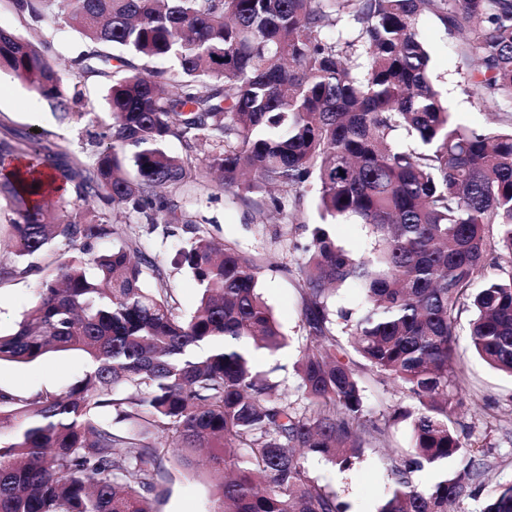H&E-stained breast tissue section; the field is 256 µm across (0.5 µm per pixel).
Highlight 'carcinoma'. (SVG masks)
Here are the masks:
<instances>
[{"mask_svg":"<svg viewBox=\"0 0 512 512\" xmlns=\"http://www.w3.org/2000/svg\"><path fill=\"white\" fill-rule=\"evenodd\" d=\"M30 27L53 18L86 44L77 77L107 83L112 122L88 151L45 128L0 126V171L21 157L53 171L60 189L0 178L13 208L17 262L0 281L27 277L50 245L73 250L39 282L0 361L31 363L80 351L88 367L66 390H0V512H155L157 463L190 468L203 451L215 512H346L307 457L349 469L409 421L412 446L390 468L379 512H512V480L484 493L488 464L455 427L463 405L456 324L472 308L470 345L512 376V125L456 124L428 76L417 24L424 14L462 35L475 64L469 93L512 104V0H3ZM353 25L349 40L336 31ZM174 62L168 73L152 67ZM0 69L47 101L63 124L81 101L63 82L53 43L0 28ZM176 139L181 152L165 144ZM243 202L268 193L281 223L316 190L323 223L297 262L307 344L294 393L256 371L252 352L284 345L258 292L260 262L200 232L185 188L209 175ZM96 209L71 207V199ZM126 224H183L179 262L201 289L178 313L166 275L126 241L93 242ZM366 232L356 251L330 226ZM155 285L147 287L143 268ZM361 292L358 314L333 305ZM370 369L416 401L370 415ZM453 465L430 489L424 467Z\"/></svg>","mask_w":512,"mask_h":512,"instance_id":"1","label":"carcinoma"}]
</instances>
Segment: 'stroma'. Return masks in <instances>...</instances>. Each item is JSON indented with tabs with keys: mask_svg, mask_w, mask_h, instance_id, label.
I'll return each instance as SVG.
<instances>
[{
	"mask_svg": "<svg viewBox=\"0 0 512 512\" xmlns=\"http://www.w3.org/2000/svg\"><path fill=\"white\" fill-rule=\"evenodd\" d=\"M420 40L429 55V77L442 96L453 120L463 127L487 131L512 122V106L486 104L467 91L468 68L460 50L459 36L448 34L433 15L421 16L417 25ZM83 94L78 106L83 117L59 124L48 103L28 85L8 71L0 70V120L23 131L43 127L58 131L65 140L75 144L88 141L98 123L108 120L110 105L104 82L82 83ZM182 204L199 222L208 237L215 241L237 242L240 249L261 257L264 269L259 291L271 307L286 337V344L276 353L260 350L254 354L257 370L274 373L286 384L294 382V365L306 344L301 326V281L295 270L299 246L310 239L314 224L320 217L314 190H305L297 206V220L292 224L265 222L250 206L233 198L216 183L206 188L186 191ZM119 232L138 237L143 251L161 262L167 270L168 286L181 314H189L199 298V286L192 275L177 267L173 259L180 239V224H123ZM62 244H53L45 258L39 259L38 270L23 279L0 283V332L8 333L35 297L43 268L65 253ZM469 312H461L457 323V340L464 373V404L458 410L459 428L471 431L486 455L489 472L487 485L512 480V377L502 374L473 356L468 349ZM86 359L77 351L63 353L52 361L27 364L0 363V388L19 394L40 389L60 391L80 378ZM407 424L393 431L388 447L366 449L349 471H339L332 464L309 459L308 465L322 483L337 490L348 505V512H378L393 489L389 474L394 449L410 445ZM153 507L155 512H213V487L208 468L197 465L187 472L173 462L162 461Z\"/></svg>",
	"mask_w": 512,
	"mask_h": 512,
	"instance_id": "obj_1",
	"label": "stroma"
}]
</instances>
